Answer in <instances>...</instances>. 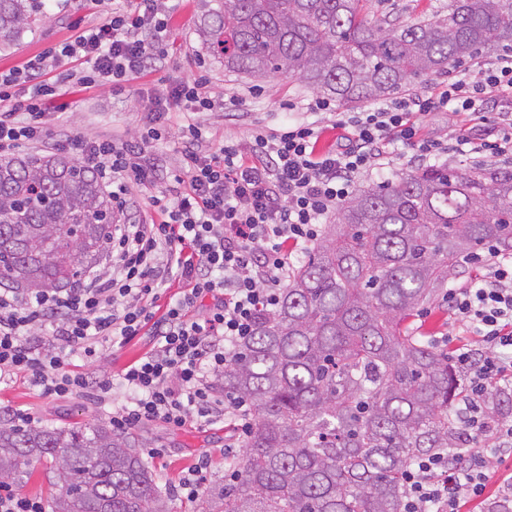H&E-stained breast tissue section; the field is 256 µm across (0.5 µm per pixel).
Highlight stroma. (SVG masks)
<instances>
[{"label":"stroma","instance_id":"35a3bbf8","mask_svg":"<svg viewBox=\"0 0 512 512\" xmlns=\"http://www.w3.org/2000/svg\"><path fill=\"white\" fill-rule=\"evenodd\" d=\"M449 0H366L364 13L378 19L390 16L399 23L418 21L425 6L438 10L448 7ZM170 12V40L168 55L144 76L132 79L123 89L108 87L86 88L72 85L47 106L66 122L69 130L90 138L129 140L137 136L147 123V114L140 106L141 94L150 92L164 80L177 76L186 78L205 69L209 77L208 94L222 102L239 100L240 116H229L227 111L190 115L183 108L172 107L168 114L169 138L159 144L158 155L167 171H175L181 163L179 132L187 122H195L209 142L226 141L248 147L251 134L259 127L274 128L290 119L303 120L308 103L316 99V92L298 77L259 78L226 71L224 61L214 55L199 36L200 8L198 0H159ZM44 20L34 31L28 32L10 48L0 50V70L22 66L29 58L67 39L75 25L101 22V14L89 10L82 0H63L61 7L43 9ZM410 328L435 347L454 351L456 347L475 344V336L466 327L451 323L442 299H435L414 317ZM150 349L148 341L133 339L123 347L103 346L94 360L80 361L81 371L98 378L113 375ZM126 394L114 388L108 404L74 394L56 398L42 395L32 389L24 375L11 376L0 382V412L14 409L28 410L41 425L68 427L76 423L109 422L113 405L124 402ZM133 435L149 443L150 447L165 449L163 458L150 460L162 494L168 495L172 512H191V503L171 496L170 489L185 472L202 458L208 459L207 489L224 483L231 473L239 452H225L224 447L235 444L237 430L228 422L210 426L172 429L160 424L133 428Z\"/></svg>","mask_w":512,"mask_h":512}]
</instances>
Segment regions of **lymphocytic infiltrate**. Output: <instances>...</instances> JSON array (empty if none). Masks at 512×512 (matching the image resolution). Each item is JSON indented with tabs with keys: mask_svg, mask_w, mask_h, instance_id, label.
I'll return each mask as SVG.
<instances>
[{
	"mask_svg": "<svg viewBox=\"0 0 512 512\" xmlns=\"http://www.w3.org/2000/svg\"><path fill=\"white\" fill-rule=\"evenodd\" d=\"M90 2L104 21L0 72V156L48 139L46 105L67 82L117 87L165 59L169 16L157 0ZM201 85L198 78L180 79L147 93L148 123L136 139L59 134L56 148L94 171L112 202L103 267L65 288H0V376L23 374L46 396L102 400L120 386L128 397L110 419L119 432L155 421L172 428L211 425L227 416L247 431L252 408L225 394V365L260 314L276 309L295 255L310 249L330 214L391 146L410 149L418 161L451 150L512 154V113L498 108L512 102V53H505L431 92L341 114L334 125L342 143L333 150L317 151L321 129L314 121L254 132L246 152L235 144L203 146L200 127L187 124L173 176L178 189L152 195L154 216L144 220L130 211L131 187L157 181L156 148L167 138L172 106L214 109ZM21 88L26 98H18ZM448 107L461 122L447 143L423 138L420 118ZM479 124L491 126L495 140L472 137L471 126ZM478 260L483 275L443 296L454 322L479 338L456 350L468 388L454 418L463 449L438 451L409 467L404 512H458L462 496L483 493L491 450L512 447V417H488L486 407L488 391L512 381V255L489 247ZM172 280L180 289L162 300L158 287ZM144 334L150 351L117 376L92 379L69 362Z\"/></svg>",
	"mask_w": 512,
	"mask_h": 512,
	"instance_id": "obj_1",
	"label": "lymphocytic infiltrate"
}]
</instances>
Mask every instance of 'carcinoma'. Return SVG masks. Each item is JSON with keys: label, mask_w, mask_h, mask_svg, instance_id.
Masks as SVG:
<instances>
[{"label": "carcinoma", "mask_w": 512, "mask_h": 512, "mask_svg": "<svg viewBox=\"0 0 512 512\" xmlns=\"http://www.w3.org/2000/svg\"><path fill=\"white\" fill-rule=\"evenodd\" d=\"M224 69L299 76L352 106L512 45V0H451L412 25L363 0H201ZM42 0H0V47L42 21ZM112 204L94 173L55 154L0 156V287L67 286L95 261ZM487 243L512 251V164H429L336 209L240 355L224 393L252 421L237 473L192 512H402L403 473L457 447L463 370L408 322ZM130 433L102 422L17 428L0 419V477L56 465L51 512H169Z\"/></svg>", "instance_id": "1"}]
</instances>
